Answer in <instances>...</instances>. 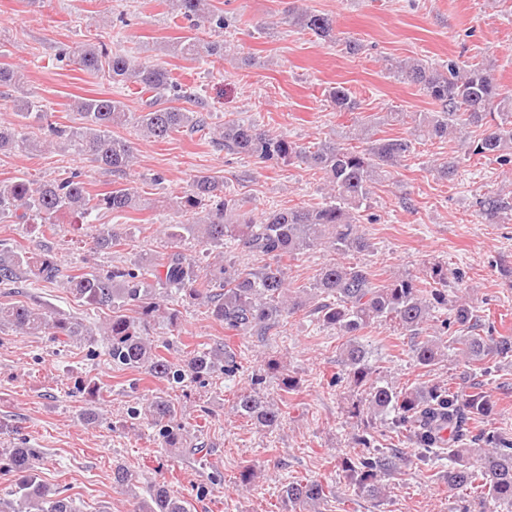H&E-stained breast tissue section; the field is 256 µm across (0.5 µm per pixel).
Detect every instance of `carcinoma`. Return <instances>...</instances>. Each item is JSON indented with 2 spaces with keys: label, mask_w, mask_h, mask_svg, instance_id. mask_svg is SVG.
I'll return each instance as SVG.
<instances>
[{
  "label": "carcinoma",
  "mask_w": 512,
  "mask_h": 512,
  "mask_svg": "<svg viewBox=\"0 0 512 512\" xmlns=\"http://www.w3.org/2000/svg\"><path fill=\"white\" fill-rule=\"evenodd\" d=\"M176 15L209 32L222 34L224 14L210 9L209 0H168ZM291 23L309 30L320 39L336 38V21L324 13L294 7L289 10ZM224 55V43L202 42L185 36L167 46V51L183 57L201 51ZM69 63L90 73L103 72L115 85L133 83L147 95L142 112H128L116 98H81L72 105L83 120L80 127L47 124L48 135L34 137L17 128L0 125V153L36 155L45 151L52 139H66L82 156L115 173L124 174L134 166L130 143L112 135V127L134 123L140 133L156 141L165 140L184 130L203 131L207 117L170 105L179 97L178 85L169 71L159 65L132 60L114 54L106 45L77 43L64 53ZM396 76L419 87L440 106L436 112L395 113L397 122L411 119L407 137L373 139L368 128H355L351 143L341 146L320 142L301 146L285 137L271 134L254 123L229 119L220 129L217 141L224 149L245 154L262 162L283 160L298 162L322 171L326 177L329 201L317 207L277 210L258 220L244 204L224 194V182L210 175L194 177L173 208L176 220L169 224L166 237L169 250L144 257L132 267L114 266L99 271L92 267L81 273H69L46 251H10L0 256V285L16 286L28 273L36 282L63 283L77 299L112 315L101 330L100 346L112 365L138 371L170 386L185 381L200 382L217 370L233 379L239 370L235 354L225 344L193 349L179 363L160 353L169 343H158L143 334L142 327L151 318L161 316L173 327L177 314L161 303L165 296L182 295L207 307L214 321L224 328L249 336H269L289 316L315 300L311 313L325 327L339 331L347 340L342 344L343 374L365 394L364 405H355L350 417L368 414L388 422L390 428L414 447L418 461L448 460L443 481L452 489L472 490L473 496L462 512H484L486 503L498 512H512V440L490 428L479 433L471 425L490 416L494 400L475 383L460 389L453 383L398 388L381 377H374L367 351L358 341L359 333L372 323L391 321L409 332L435 318L440 305H448V268H432L429 286L422 287L410 275L393 277L385 284L375 282L371 271L354 261V255L369 248L361 229L359 210L368 198L372 184L387 176L389 168L409 159L415 145L452 134L460 139L466 153L495 158L500 165L512 163V95L502 93L493 69L484 64L460 66L453 61L444 69L414 60L396 67ZM25 74L10 63H0V85L23 88ZM330 101L339 111L351 112L355 102L343 86L328 90ZM16 115L42 123L48 113L32 99L14 102ZM483 132L471 139L470 127ZM151 206L136 188L117 186L103 194H92L80 176L32 183L21 179L0 182V219L15 218L24 224H42L55 231L64 222L84 221L100 210L122 216ZM511 209L512 203L500 196L480 201V211L488 220ZM190 235L215 250L212 261L202 266L181 250L185 235ZM95 250H110L120 238L110 228H99L93 236ZM317 246L331 249L338 259L325 266L313 283L305 287L311 298L292 295L282 259L295 258ZM242 249L262 261L256 269L236 267L228 251ZM453 323L462 336L445 337L448 319L440 320L434 334L417 339L411 346L414 361L424 367L435 365L445 351L455 347L456 356L476 370L488 372L492 358H512V338L503 337L490 345L480 334L483 323L467 303L455 305ZM0 326L14 327L26 334L47 335L54 342H64L90 332L83 324L45 311L25 301H0ZM272 374L281 389L290 394L297 388L281 362L266 361L252 373L251 387L241 391L234 412L254 423L273 429L281 424L278 406L263 400L260 386ZM145 415L157 428L161 447L201 454L205 448H183L185 428L182 408L165 396H154L145 412L130 411V419ZM448 425V439L440 426ZM356 444L369 449L349 463L355 483L375 499L385 496L382 476L396 468L401 452L375 447L374 436L365 430L354 434ZM43 460L41 452L25 446L14 448L0 457V471L16 476L9 497L0 498V512H73L70 497L60 488H51L38 480ZM324 485L316 480L290 481L281 488L285 504L306 509L327 497ZM149 498L136 502L134 512H191L190 502L175 495L164 482L148 489Z\"/></svg>",
  "instance_id": "obj_1"
}]
</instances>
